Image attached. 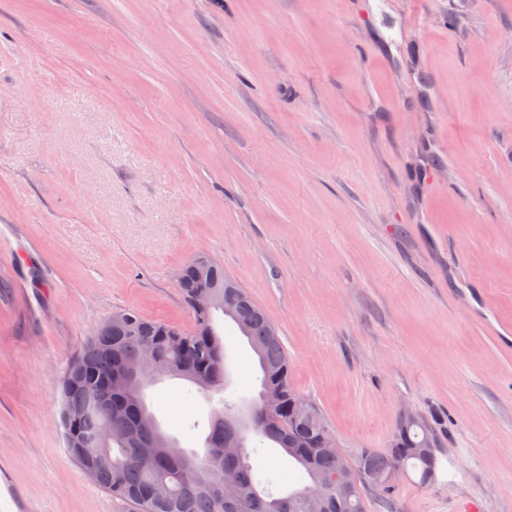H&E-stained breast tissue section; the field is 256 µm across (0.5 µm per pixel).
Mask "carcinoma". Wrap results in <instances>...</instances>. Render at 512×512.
<instances>
[{"label":"carcinoma","mask_w":512,"mask_h":512,"mask_svg":"<svg viewBox=\"0 0 512 512\" xmlns=\"http://www.w3.org/2000/svg\"><path fill=\"white\" fill-rule=\"evenodd\" d=\"M181 274L178 288L193 315L192 331H180L126 309L123 320L112 323L104 335L91 337L63 375L66 445L82 470L94 468L95 484L129 504L133 512H304L299 507L300 497L318 477L325 484L327 512H364L363 489L367 487L377 494L383 507L391 506L398 486L374 484L369 475L385 473L397 458L405 468L419 474V484L431 483L429 477L434 475L437 459L424 457L419 448L426 441L434 443V438L419 420L413 425L396 423L392 436L398 447L385 451L364 448L356 457L346 458L351 483L336 489V449L320 447L321 427L315 421L293 423L299 404L278 327L214 260L206 259L202 268L194 258L181 268ZM229 292L243 300L231 322L246 338L261 372V389L250 410H260L267 399L276 397L270 416L264 419L253 414L242 417L240 398L231 390L224 340L215 324L216 314L224 312L222 302ZM196 295L215 298L220 305L196 307ZM147 345L154 349L158 362L169 366L171 376L188 381L202 394H224L219 399L221 408L211 414L204 454L181 448L173 438L168 447H158L159 438L165 436L159 425L142 429L136 441H130L139 416L151 417L153 412L139 392L125 398L112 396L107 379L122 360ZM220 414L240 420L235 453L224 448V424L217 420ZM104 421L112 427L108 449L112 463L96 466L91 449L77 448L72 441L89 437ZM251 432L260 443L269 442L288 456L295 465L299 488L286 495L272 493L276 476L255 459L257 451L248 439ZM224 471L236 473L245 490L241 499L224 498Z\"/></svg>","instance_id":"cac0c4a2"}]
</instances>
